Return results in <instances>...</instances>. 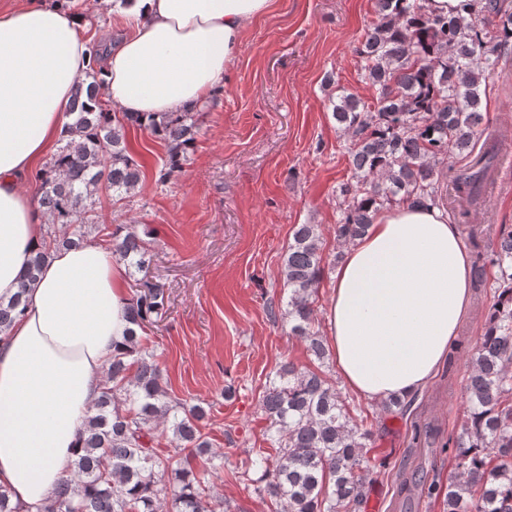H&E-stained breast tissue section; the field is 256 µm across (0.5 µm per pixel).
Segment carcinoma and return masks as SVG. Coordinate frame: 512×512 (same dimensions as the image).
<instances>
[{
  "label": "carcinoma",
  "instance_id": "carcinoma-1",
  "mask_svg": "<svg viewBox=\"0 0 512 512\" xmlns=\"http://www.w3.org/2000/svg\"><path fill=\"white\" fill-rule=\"evenodd\" d=\"M470 18L437 15L426 0H377L379 21L365 32L358 54L376 87V104L353 94L330 97L332 115L352 132L348 147L354 172L338 186L343 210L336 237L363 236L381 209L399 201L411 207H442L448 179L460 202L458 221L467 223L492 177V146L461 167L448 158L472 153L482 122V85L512 53V13L505 0H475ZM100 71L88 73L66 112L62 145L36 173L39 208L48 218L42 248L32 257L16 295L0 300V332L10 326L23 298L51 252L84 241L100 195L112 200L135 193L143 165L129 151L126 124L162 141L166 182L182 168L196 140L199 113L105 111L97 99ZM112 253L126 264L135 293L127 307L135 326L128 350L115 356L79 432L81 453L69 478L51 494L43 512H231L211 491L210 477L224 467L211 452L199 422L206 410L169 396L153 351L139 331L162 316L164 288L144 274L153 255L134 224L105 226ZM317 224L295 226L283 257L289 290L290 332L307 342L318 365H281L264 384L262 407L267 440L277 456H258L256 491L282 512H359L371 471L370 434L359 431L344 400L322 370L328 356L313 330L312 297L323 276ZM494 284L497 298L465 384L468 416L453 442L458 477L432 480L426 496L442 500L443 512H512V227L499 228ZM416 395L395 396L384 411L410 410ZM172 433L177 452H156V431Z\"/></svg>",
  "mask_w": 512,
  "mask_h": 512
}]
</instances>
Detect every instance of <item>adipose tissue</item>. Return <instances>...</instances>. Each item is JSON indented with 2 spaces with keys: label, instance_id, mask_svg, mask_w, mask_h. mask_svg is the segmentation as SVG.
<instances>
[{
  "label": "adipose tissue",
  "instance_id": "obj_1",
  "mask_svg": "<svg viewBox=\"0 0 512 512\" xmlns=\"http://www.w3.org/2000/svg\"><path fill=\"white\" fill-rule=\"evenodd\" d=\"M271 0H133L113 7L127 36L100 62L116 112L204 102L232 67L245 25ZM80 18L22 0L0 12V298L20 287L46 217L24 186L65 122L92 51ZM126 269L90 239L46 261L27 308L0 333V486L41 512L73 470L77 435L129 323ZM470 257L436 206L379 213L336 269L327 339L349 387L412 394L436 374L471 302Z\"/></svg>",
  "mask_w": 512,
  "mask_h": 512
}]
</instances>
